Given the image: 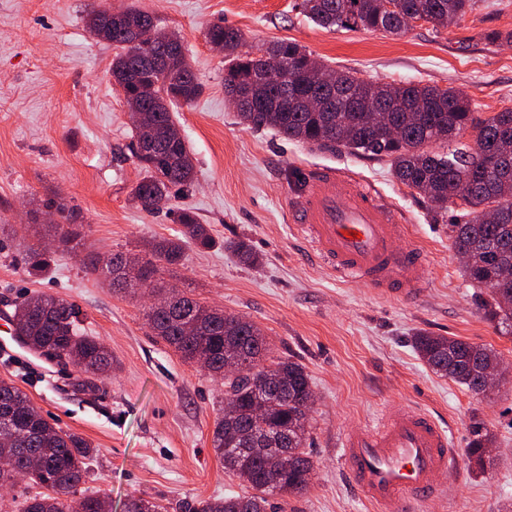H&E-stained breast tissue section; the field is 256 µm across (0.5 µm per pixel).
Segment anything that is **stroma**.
I'll return each instance as SVG.
<instances>
[{"label": "stroma", "mask_w": 512, "mask_h": 512, "mask_svg": "<svg viewBox=\"0 0 512 512\" xmlns=\"http://www.w3.org/2000/svg\"><path fill=\"white\" fill-rule=\"evenodd\" d=\"M151 14L158 30L180 36L203 85L175 120L196 166L194 183L147 212L132 199L141 173L131 151L133 123L112 85L113 50L90 34V3ZM297 0H0V307L46 293L75 302L83 326L112 355V373L91 387L70 366L39 378L0 364V381L27 394L44 417L96 448L86 493H104L110 512L130 497L167 506L214 499L243 487L212 448L224 384L184 362L145 319L148 290L120 293L86 273L85 252L137 254L153 239L178 235L192 211L213 244H187L170 287L225 312L246 316L267 338L270 357L302 363L315 403L306 448L315 476L301 495L275 498L272 512H377L342 470L341 440L406 404L431 414L459 458L435 477L439 493L415 512H500L512 500V373L476 395L418 357L412 336L423 330L493 348L512 366V332L495 330L481 310L485 289L471 284L449 226L456 211L397 181L387 159L344 149L319 150L270 130L240 124L224 93V56L205 39L221 24L239 30L240 52L298 42L333 68L375 82L450 87L489 117L512 103V46L487 33L512 31V0H478L458 25L422 24L395 38L380 31L325 29ZM332 167L373 186L405 218L401 245L423 255V296L412 305L340 277L291 224L288 211L316 168ZM66 212H59L58 204ZM75 224L82 247L57 251L43 272H26L27 244L52 240V225ZM245 241L259 256L246 267L225 250ZM495 436L484 468L463 452L473 421Z\"/></svg>", "instance_id": "1"}]
</instances>
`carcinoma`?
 <instances>
[{
	"instance_id": "cac0c4a2",
	"label": "carcinoma",
	"mask_w": 512,
	"mask_h": 512,
	"mask_svg": "<svg viewBox=\"0 0 512 512\" xmlns=\"http://www.w3.org/2000/svg\"><path fill=\"white\" fill-rule=\"evenodd\" d=\"M476 0H396L395 9L385 7V0H300L299 7L312 21L327 28L384 31L393 36L406 33L405 20L425 12L449 27L473 11ZM151 16L128 8L115 20L107 10L93 6L87 14V26L98 39L116 49L112 56L113 85L118 87L128 106L144 110V122L153 129L156 146L144 151L139 130H133L132 153L138 160L142 176L133 189L139 204L148 201L154 209L164 207L172 189L194 182L196 171L190 147L185 142L169 140L175 125L172 108L190 104L203 86L195 74L179 67L151 72L138 68L132 55L135 29ZM206 41L221 46L225 56L224 91L232 95L235 88L260 72L268 57L285 55L300 66L276 84L263 81L252 87L256 106L250 111L237 108L240 122L250 129L271 128L283 138L318 147L349 148L366 155L389 158L391 170L400 183L426 197L442 211H460L462 221L451 225L453 245L464 261L466 277L489 292L482 304L485 317L495 327L512 330V279L501 278L502 270L512 267V193L503 191L504 182L512 183V136L501 135L512 124V107L483 118L474 111L471 101L446 87L413 82L374 83L351 71L337 72L339 87L331 91L320 77L334 72L327 64L311 56L295 41L282 40L261 54H240L239 31L213 25L206 30ZM315 78L313 90L334 95L332 112H309L299 103V93L306 75ZM389 117L402 132L396 140H380L375 129ZM478 130L472 142L446 152L429 150L432 144L447 145L468 129ZM489 156L500 160V168L486 169ZM470 182L467 198L456 195L457 183ZM494 208L500 215L497 223L482 221L481 212ZM180 236L151 242L137 255L146 275V287L157 301L145 311L153 334L193 364L206 358L204 368L215 377H224V345L236 347L241 357L237 375L224 382V403L237 406L236 417L221 415L215 424L212 445L224 470L245 486L242 494L220 499L194 500L179 506L181 512H267L269 498L299 494L307 489L308 473L313 463L305 451L309 413L305 400L312 391L305 367L292 360L267 362V341L252 321L213 308L199 299L181 294L180 305L166 306L170 289L163 285V274L170 266L182 264L184 245L191 242L202 248L211 246L207 225L195 214L180 215ZM244 265L252 266L259 257L243 241L226 245ZM126 255L114 253L110 263L99 264L88 253L82 263L90 274L103 275L118 288L123 278ZM24 262L30 272H43L51 256L33 243L26 249ZM84 313L73 302L50 294L27 297L15 305V328L32 348L51 354L55 359L76 367L80 373L96 375L112 370V355L83 328ZM414 348L422 361L434 372L465 386L475 394L483 392L479 368L501 361L499 353L487 346L465 340L434 336L418 331ZM269 378L275 393L265 433L279 442L286 457L273 458L261 453L241 455L240 449L251 447L256 434L251 420L259 397L255 380ZM494 435L483 421H474L469 429L465 455L469 463L482 469L483 449L493 447ZM95 449L82 436L54 427L17 387L0 381V459L11 469L0 470V487L27 479L41 491L26 498L21 512H104L105 499L96 494L75 498L79 485L88 475V461ZM126 512H167L159 503L132 497Z\"/></svg>"
}]
</instances>
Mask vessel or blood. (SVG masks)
<instances>
[{
    "mask_svg": "<svg viewBox=\"0 0 512 512\" xmlns=\"http://www.w3.org/2000/svg\"><path fill=\"white\" fill-rule=\"evenodd\" d=\"M289 220L337 274L358 278L380 295L410 303L421 298L420 254L400 246L403 215L374 188L333 168L314 170ZM0 355L38 372L48 361L15 334L0 338ZM455 462V450L437 420L403 405L369 427L348 432L342 441L345 474L380 512H409L415 499L435 492L433 475Z\"/></svg>",
    "mask_w": 512,
    "mask_h": 512,
    "instance_id": "b4317fda",
    "label": "vessel or blood"
}]
</instances>
